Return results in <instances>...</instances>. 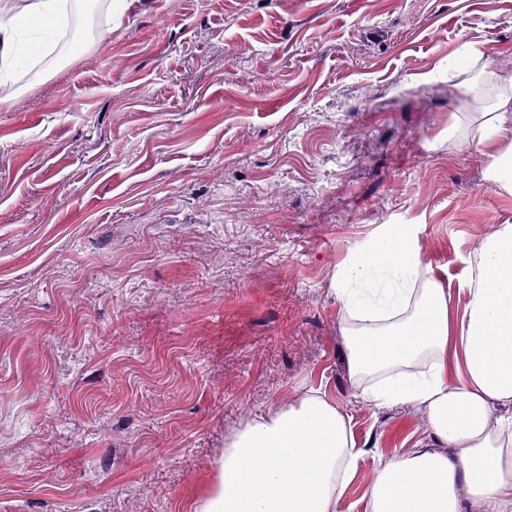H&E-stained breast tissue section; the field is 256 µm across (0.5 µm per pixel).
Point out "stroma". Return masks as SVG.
<instances>
[{
	"label": "stroma",
	"mask_w": 512,
	"mask_h": 512,
	"mask_svg": "<svg viewBox=\"0 0 512 512\" xmlns=\"http://www.w3.org/2000/svg\"><path fill=\"white\" fill-rule=\"evenodd\" d=\"M512 0H129L0 106V512H195L226 439L321 386L360 457L442 452L344 358L335 274L414 224L458 280L512 224L472 148L468 44Z\"/></svg>",
	"instance_id": "obj_1"
}]
</instances>
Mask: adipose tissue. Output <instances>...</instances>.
<instances>
[{
  "label": "adipose tissue",
  "mask_w": 512,
  "mask_h": 512,
  "mask_svg": "<svg viewBox=\"0 0 512 512\" xmlns=\"http://www.w3.org/2000/svg\"><path fill=\"white\" fill-rule=\"evenodd\" d=\"M66 0H0V86L20 59L42 55ZM479 78L499 93L458 118L456 147L475 148L486 179L512 194V71L470 47ZM475 272L450 286L425 264L415 225L394 224L342 263L336 291L353 376L370 378L363 400L378 409L421 406L451 455L416 451L380 460L368 512H512V224L475 251ZM466 304L451 310L452 293ZM359 451L350 417L313 388L247 424L227 443L216 481L196 512H336Z\"/></svg>",
  "instance_id": "ef3b65f1"
}]
</instances>
